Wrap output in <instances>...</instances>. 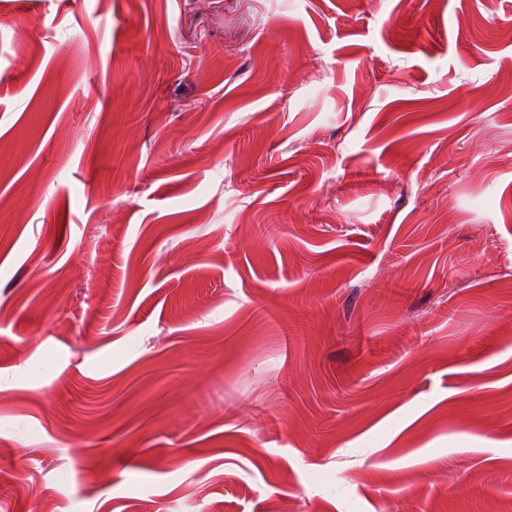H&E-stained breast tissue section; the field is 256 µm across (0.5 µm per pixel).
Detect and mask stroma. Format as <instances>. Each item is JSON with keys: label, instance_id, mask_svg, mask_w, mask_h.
Masks as SVG:
<instances>
[{"label": "stroma", "instance_id": "35a3bbf8", "mask_svg": "<svg viewBox=\"0 0 512 512\" xmlns=\"http://www.w3.org/2000/svg\"><path fill=\"white\" fill-rule=\"evenodd\" d=\"M512 512V0H0V512Z\"/></svg>", "mask_w": 512, "mask_h": 512}]
</instances>
